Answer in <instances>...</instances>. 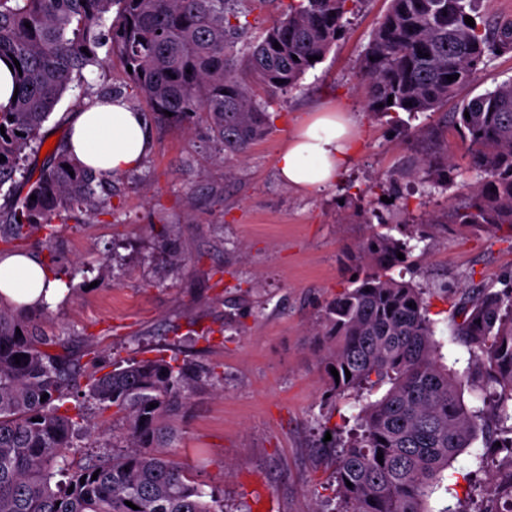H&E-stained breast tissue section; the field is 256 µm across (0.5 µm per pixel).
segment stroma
I'll list each match as a JSON object with an SVG mask.
<instances>
[{
    "label": "stroma",
    "instance_id": "1",
    "mask_svg": "<svg viewBox=\"0 0 512 512\" xmlns=\"http://www.w3.org/2000/svg\"><path fill=\"white\" fill-rule=\"evenodd\" d=\"M388 6L362 0L326 57L277 98L274 130L232 168L220 162L204 123L151 120L152 147L137 170L115 179L110 212L56 219L51 250H42L38 232L17 245L51 260L54 275H75L74 291L31 317L68 339L83 370L78 386L113 366L174 352L219 373L221 385H199L176 417L171 452L215 490L224 512H334V454L322 447L320 426L341 425L354 407L326 396L321 315L356 273L357 247L371 230L363 213L382 214L386 232L399 239L425 230L405 278L433 292L430 317L448 367L463 369L470 358L454 336L453 303L462 289L512 283L507 232L435 221L477 179L450 116L512 79V52L491 56L436 111L394 125L368 111L359 76ZM123 76L112 56L84 71L41 138L66 137L82 94ZM323 106L354 117L360 147L335 183L301 193L281 182L276 156ZM448 153L453 186L432 189L412 178L420 158ZM162 231L181 265L159 249ZM483 451L478 441L458 456L447 471L448 492L430 500L432 512L456 508Z\"/></svg>",
    "mask_w": 512,
    "mask_h": 512
}]
</instances>
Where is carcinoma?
I'll return each instance as SVG.
<instances>
[{
	"mask_svg": "<svg viewBox=\"0 0 512 512\" xmlns=\"http://www.w3.org/2000/svg\"><path fill=\"white\" fill-rule=\"evenodd\" d=\"M274 1L279 16L252 35L249 17ZM360 2L0 0V59L20 63L16 102L0 110V187L18 172L30 183L0 213V242L40 230L49 248L55 218L112 206V177L82 166L64 145L38 176L24 169L63 94L102 65V54L132 67L125 98L144 101L162 120L204 122L224 159L237 160L273 129L274 98L298 87L317 64L309 57L326 56ZM499 50L512 51V20L487 22L475 0H390L360 67L367 108L395 122L436 110ZM451 123L478 179L444 222L512 231V81L464 103ZM454 169L447 154L439 166L421 160L417 173L446 179ZM358 249L362 272L326 305L323 321L325 370L339 373L328 375V392L358 407L348 439L323 427L336 449L339 512H431L444 472L479 437L484 448L498 442L508 452L491 493L439 512H512V287L474 288L454 304L457 336L472 355L459 372L438 356L424 289L386 275L408 264L409 242L373 232ZM79 369L67 342L0 304V512H223L182 462L156 453L170 436L167 418L196 385L219 381L215 370L196 372L175 356L144 358L92 376L79 394L71 391ZM467 388L481 392L483 406L465 403ZM88 400L125 423L124 450L76 466L70 451Z\"/></svg>",
	"mask_w": 512,
	"mask_h": 512,
	"instance_id": "cac0c4a2",
	"label": "carcinoma"
}]
</instances>
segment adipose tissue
Here are the masks:
<instances>
[{
	"mask_svg": "<svg viewBox=\"0 0 512 512\" xmlns=\"http://www.w3.org/2000/svg\"><path fill=\"white\" fill-rule=\"evenodd\" d=\"M66 144L82 164L106 175L138 168L152 140L148 121L125 98L96 103L75 113ZM358 147L351 116L317 112L290 134L276 157L282 181L306 193L331 185L346 169ZM58 282L31 253H14L0 260V299L17 307L53 302Z\"/></svg>",
	"mask_w": 512,
	"mask_h": 512,
	"instance_id": "1",
	"label": "adipose tissue"
}]
</instances>
